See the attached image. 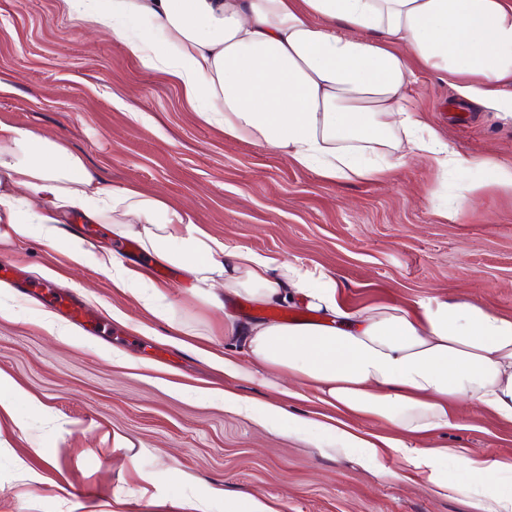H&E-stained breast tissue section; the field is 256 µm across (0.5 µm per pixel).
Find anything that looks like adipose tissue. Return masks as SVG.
<instances>
[{
	"label": "adipose tissue",
	"mask_w": 512,
	"mask_h": 512,
	"mask_svg": "<svg viewBox=\"0 0 512 512\" xmlns=\"http://www.w3.org/2000/svg\"><path fill=\"white\" fill-rule=\"evenodd\" d=\"M67 2L87 30L109 25L146 69L178 79L205 121L332 182L385 181L411 161L442 176L477 165L412 107L418 68L448 73L465 99L512 115V0ZM76 207L228 294L265 306L301 300L303 319L239 326L247 363L224 358L226 376L283 395L302 386L329 409L311 419L272 400L263 404L269 419L317 432L368 466L399 454L439 488L451 461L476 487L512 478L511 464L429 444L458 427L464 401L512 423V316L461 297L353 312L329 272L228 244L161 196L112 188L63 141L0 123V227L25 235L38 225L78 262L82 239L58 233ZM365 418L384 432L354 427Z\"/></svg>",
	"instance_id": "1"
}]
</instances>
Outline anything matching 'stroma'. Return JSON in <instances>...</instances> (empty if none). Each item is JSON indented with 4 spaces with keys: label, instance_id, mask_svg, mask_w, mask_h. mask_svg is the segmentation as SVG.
I'll list each match as a JSON object with an SVG mask.
<instances>
[{
    "label": "stroma",
    "instance_id": "1",
    "mask_svg": "<svg viewBox=\"0 0 512 512\" xmlns=\"http://www.w3.org/2000/svg\"><path fill=\"white\" fill-rule=\"evenodd\" d=\"M411 102L461 154L512 165V118L462 99L447 74L419 69ZM0 122L66 141L112 187L161 195L226 241L322 267L348 309L464 297L512 314V192L484 185V170L441 180L412 162L385 182L327 181L207 124L175 77L90 34L66 0H0ZM470 182L479 190L460 201ZM62 229L82 237V261L33 231L1 237L0 263L18 280L73 291L108 332L71 323L60 341L42 325L48 307L0 283V370L22 392L14 414L0 415V512H189L191 502L224 512L228 493L265 497L277 512H480L483 493L455 463L440 491L402 457L368 471L317 448L314 433L225 410L224 388L248 400L268 390L225 377L204 355L245 359L230 322L268 319L274 307L207 305L185 269L164 283L148 256H125L196 329L182 346L99 268L116 248L109 225L76 209ZM457 413L460 427L436 445L512 462V424L464 402Z\"/></svg>",
    "mask_w": 512,
    "mask_h": 512
}]
</instances>
